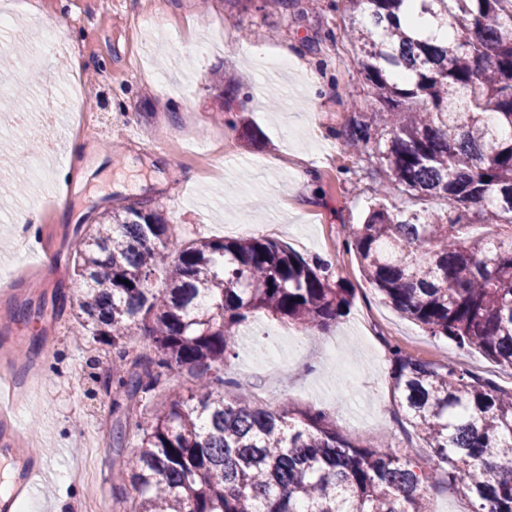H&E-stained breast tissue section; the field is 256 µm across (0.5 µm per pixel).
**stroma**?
<instances>
[{"label": "stroma", "mask_w": 512, "mask_h": 512, "mask_svg": "<svg viewBox=\"0 0 512 512\" xmlns=\"http://www.w3.org/2000/svg\"><path fill=\"white\" fill-rule=\"evenodd\" d=\"M6 2L0 50L20 42L26 51L0 65V114L13 111L20 85L33 122L44 87L62 93L78 81L85 90L75 109L61 107L43 128L40 137L54 152L40 178L24 176L35 137L0 126L8 147L0 153V272L43 265L0 290V357L12 359L22 400L21 418L0 426V446L16 431L41 437L34 452L0 455V468L15 473L32 454L51 463L49 480L17 512H83L88 499L113 500L119 463L139 441L132 416L113 409L104 385L109 346L72 333L75 245L104 212L134 202L162 211L186 242L277 236L303 257L329 260L353 292L336 325L300 348L297 326L257 315L224 365L226 398L252 393L275 410L287 403L320 409L353 438L401 452L424 442L393 405L389 346L512 391L511 369L428 336L385 303L346 247L350 225L362 223L381 194L377 179L364 175L376 157L348 151L341 133L355 118L371 119L375 105L357 78L352 45L324 37L343 26L329 0H298L287 10L246 9L240 0ZM151 3L166 17L164 34L139 20ZM32 13L61 28L59 44L27 25ZM206 34L222 37L223 47L201 53ZM257 46L288 58V70L265 69ZM219 142L229 146L233 166L218 179L201 175V153ZM300 170L307 181L297 180ZM23 232L30 244L24 254L17 250ZM24 304L31 322L12 323L11 308ZM37 334L46 343L26 357ZM34 369L43 377L36 390L29 386ZM117 428L125 433L120 445L112 440Z\"/></svg>", "instance_id": "35a3bbf8"}]
</instances>
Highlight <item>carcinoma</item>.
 Masks as SVG:
<instances>
[{"mask_svg": "<svg viewBox=\"0 0 512 512\" xmlns=\"http://www.w3.org/2000/svg\"><path fill=\"white\" fill-rule=\"evenodd\" d=\"M357 47L380 122L343 143L375 147L383 196L347 248L367 281L433 337L512 369V0H330ZM479 222L507 228L468 236ZM77 332L112 347V405L143 418L126 472L132 512H427L438 473L472 512H512V391L389 347L394 401L430 448L381 452L319 410L224 398V361L256 313L327 330L352 295L324 260L267 237L188 243L144 204L103 213L75 249ZM129 284H124V281ZM140 329L153 355L127 360ZM195 379L165 393L161 377Z\"/></svg>", "mask_w": 512, "mask_h": 512, "instance_id": "cac0c4a2", "label": "carcinoma"}]
</instances>
